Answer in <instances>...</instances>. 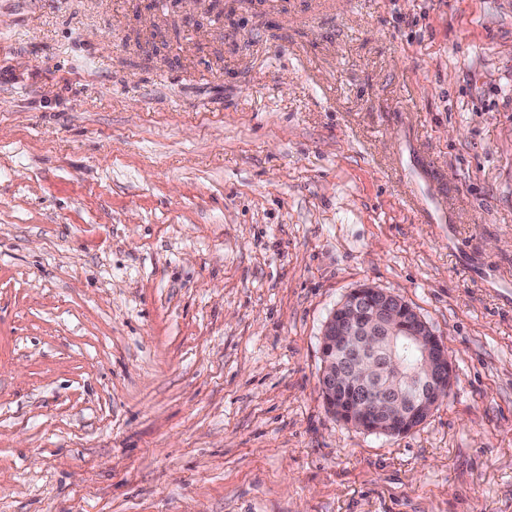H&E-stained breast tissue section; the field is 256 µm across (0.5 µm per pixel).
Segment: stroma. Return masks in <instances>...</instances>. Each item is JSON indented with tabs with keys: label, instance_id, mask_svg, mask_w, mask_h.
Here are the masks:
<instances>
[{
	"label": "stroma",
	"instance_id": "stroma-1",
	"mask_svg": "<svg viewBox=\"0 0 512 512\" xmlns=\"http://www.w3.org/2000/svg\"><path fill=\"white\" fill-rule=\"evenodd\" d=\"M363 284L452 360L403 436L319 389ZM0 512H512V0H0ZM433 168V162L427 153L419 149L413 150L409 163V178L414 185L411 205L427 214L428 223L450 224L453 220L447 208L424 188L431 179Z\"/></svg>",
	"mask_w": 512,
	"mask_h": 512
}]
</instances>
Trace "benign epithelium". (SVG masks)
<instances>
[{
	"instance_id": "obj_1",
	"label": "benign epithelium",
	"mask_w": 512,
	"mask_h": 512,
	"mask_svg": "<svg viewBox=\"0 0 512 512\" xmlns=\"http://www.w3.org/2000/svg\"><path fill=\"white\" fill-rule=\"evenodd\" d=\"M421 353L417 369L401 372L394 355L396 342ZM358 353L349 377L357 384L387 379L390 389L365 395L351 389L339 410L349 424L372 433L403 435L423 424L450 393L453 369L448 350L433 330L397 296L363 285L351 291L328 318L321 337V353ZM336 368L322 365L318 383L329 400L336 401ZM408 387L415 398L404 400Z\"/></svg>"
}]
</instances>
